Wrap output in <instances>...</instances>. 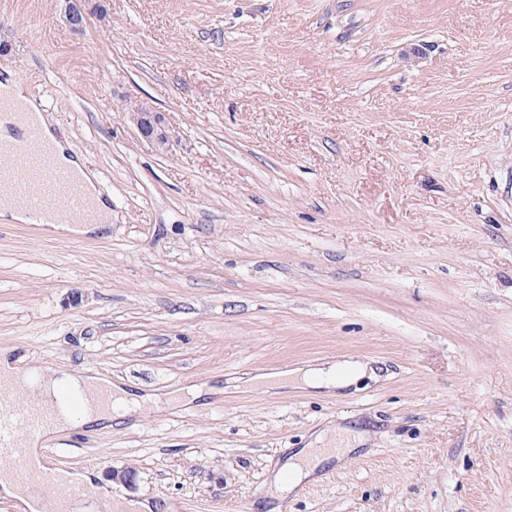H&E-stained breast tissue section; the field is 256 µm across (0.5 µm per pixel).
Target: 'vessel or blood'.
Segmentation results:
<instances>
[{"label": "vessel or blood", "instance_id": "vessel-or-blood-1", "mask_svg": "<svg viewBox=\"0 0 512 512\" xmlns=\"http://www.w3.org/2000/svg\"><path fill=\"white\" fill-rule=\"evenodd\" d=\"M26 136L8 147H0V203H21L27 208L30 224H93L98 220L94 203L82 195L79 181L70 170L61 168L51 145L45 142L33 117H26ZM49 414L38 404L36 391L26 398H13L0 389V448L14 455L26 467V480L39 491L52 479V463L28 469L29 450L20 443V434L39 433Z\"/></svg>", "mask_w": 512, "mask_h": 512}]
</instances>
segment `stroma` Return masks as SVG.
I'll return each mask as SVG.
<instances>
[{"label": "stroma", "mask_w": 512, "mask_h": 512, "mask_svg": "<svg viewBox=\"0 0 512 512\" xmlns=\"http://www.w3.org/2000/svg\"><path fill=\"white\" fill-rule=\"evenodd\" d=\"M0 0V83L97 175L106 234L0 232V356L214 394L49 442L153 512H512V0ZM159 112L171 148L130 119ZM339 356L336 394L245 385ZM91 0H67V21L76 33L82 34L87 26L89 16L98 14L97 8H89ZM336 438L344 447L330 448ZM351 436V439H350ZM350 440V441H349ZM364 436L362 433H355L347 427L332 426L331 424L319 432L314 441L310 444L311 448H302L288 456L287 460L279 466L272 475V483L276 488V498L282 502L286 499V494L293 492L303 484L311 483L319 479L318 469L326 461L335 458L342 462L351 452L355 443H362ZM323 445L325 447H315ZM288 477V484L284 483V478Z\"/></svg>", "instance_id": "obj_1"}]
</instances>
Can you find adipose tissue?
<instances>
[{"label":"adipose tissue","mask_w":512,"mask_h":512,"mask_svg":"<svg viewBox=\"0 0 512 512\" xmlns=\"http://www.w3.org/2000/svg\"><path fill=\"white\" fill-rule=\"evenodd\" d=\"M40 130L43 138L54 147L59 164L78 175L84 193L95 203L99 214L98 224H53L49 227L50 234L87 235L95 232L97 226L111 224L112 208L97 190L95 173L87 167L82 157L72 151L68 140L58 136L50 119L41 118ZM375 375L376 370L370 363L345 357L321 366H298L279 373H258L251 376L249 382L262 388L281 387L294 382L306 388L332 391L350 388L360 380ZM0 384L13 394L37 387L40 403L47 408L52 407L63 388L84 398L79 410L60 408L41 436L32 438L21 435L20 441L30 448L31 461L35 464L41 461L42 441L60 432L85 426L105 429L119 426L128 418L156 410L159 403L157 395L128 391L91 369L72 373L60 368L36 366L23 371L9 360L0 359ZM363 440V434L352 432L349 428L327 426L316 435L313 447L294 452L273 473L278 500H285L287 493L316 481L317 471L324 462L344 460L350 452V443Z\"/></svg>","instance_id":"ef3b65f1"}]
</instances>
